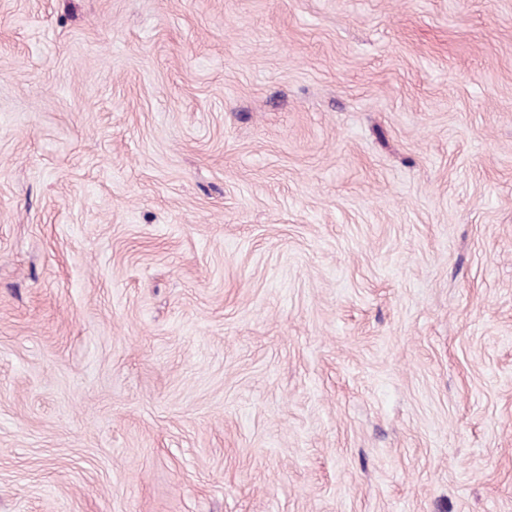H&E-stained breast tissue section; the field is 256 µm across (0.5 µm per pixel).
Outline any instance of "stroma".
Returning <instances> with one entry per match:
<instances>
[{"label":"stroma","mask_w":512,"mask_h":512,"mask_svg":"<svg viewBox=\"0 0 512 512\" xmlns=\"http://www.w3.org/2000/svg\"><path fill=\"white\" fill-rule=\"evenodd\" d=\"M0 512H512V0H0Z\"/></svg>","instance_id":"35a3bbf8"}]
</instances>
